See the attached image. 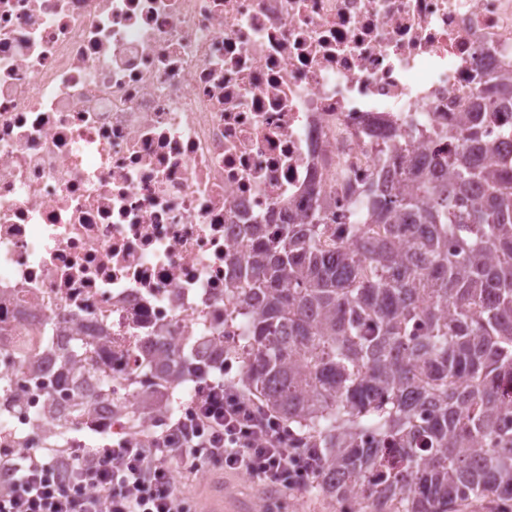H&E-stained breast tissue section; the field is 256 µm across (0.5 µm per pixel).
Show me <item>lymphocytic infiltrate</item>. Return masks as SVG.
Here are the masks:
<instances>
[{
	"instance_id": "obj_1",
	"label": "lymphocytic infiltrate",
	"mask_w": 512,
	"mask_h": 512,
	"mask_svg": "<svg viewBox=\"0 0 512 512\" xmlns=\"http://www.w3.org/2000/svg\"><path fill=\"white\" fill-rule=\"evenodd\" d=\"M218 464L273 497L314 485L318 462L287 427L269 419L231 382H210L195 406L157 435L74 454L15 451L0 470V512H194L188 490Z\"/></svg>"
}]
</instances>
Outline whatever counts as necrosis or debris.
<instances>
[{"instance_id":"obj_1","label":"necrosis or debris","mask_w":512,"mask_h":512,"mask_svg":"<svg viewBox=\"0 0 512 512\" xmlns=\"http://www.w3.org/2000/svg\"><path fill=\"white\" fill-rule=\"evenodd\" d=\"M484 70L512 0H0V449L164 423L132 422L145 349L237 360L246 225L315 187L356 223L381 149L433 148Z\"/></svg>"}]
</instances>
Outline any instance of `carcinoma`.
Returning <instances> with one entry per match:
<instances>
[{
	"instance_id": "obj_1",
	"label": "carcinoma",
	"mask_w": 512,
	"mask_h": 512,
	"mask_svg": "<svg viewBox=\"0 0 512 512\" xmlns=\"http://www.w3.org/2000/svg\"><path fill=\"white\" fill-rule=\"evenodd\" d=\"M448 149L386 175L363 223L336 235L318 204L250 225L231 292L250 316L235 380L319 455L318 487L355 512H457L512 503V165ZM150 361L161 379L213 369ZM173 410L167 387L141 410Z\"/></svg>"
}]
</instances>
